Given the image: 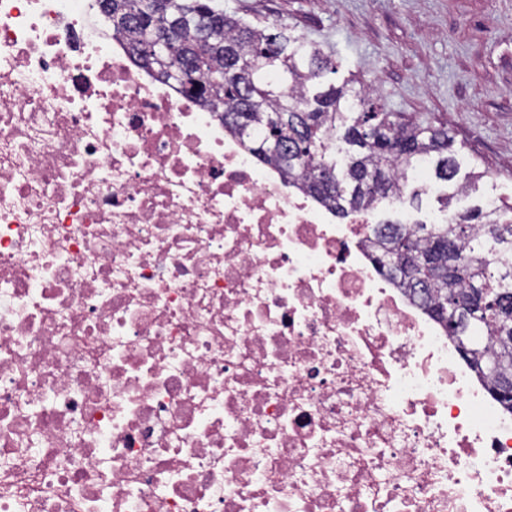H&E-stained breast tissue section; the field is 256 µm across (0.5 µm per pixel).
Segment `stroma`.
I'll list each match as a JSON object with an SVG mask.
<instances>
[{
	"mask_svg": "<svg viewBox=\"0 0 512 512\" xmlns=\"http://www.w3.org/2000/svg\"><path fill=\"white\" fill-rule=\"evenodd\" d=\"M257 22L282 21L335 55L336 81L373 84L386 111L453 130L470 184L457 208L512 205V0H224ZM480 172L469 180L470 171ZM385 201L379 220L432 222L447 194Z\"/></svg>",
	"mask_w": 512,
	"mask_h": 512,
	"instance_id": "stroma-1",
	"label": "stroma"
}]
</instances>
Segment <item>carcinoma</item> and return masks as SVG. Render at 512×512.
I'll list each match as a JSON object with an SVG mask.
<instances>
[{"label": "carcinoma", "mask_w": 512, "mask_h": 512, "mask_svg": "<svg viewBox=\"0 0 512 512\" xmlns=\"http://www.w3.org/2000/svg\"><path fill=\"white\" fill-rule=\"evenodd\" d=\"M112 34L127 39L130 54L158 78L212 111L224 125L257 139L255 153L299 180L341 215L374 199L392 198L418 183L423 171L451 184L460 170L448 126L406 119L374 99L371 84L329 79L337 64L320 44L286 24L260 27L224 11L222 0H100ZM170 56H155V34ZM207 81L196 84L193 75ZM444 198L440 224L376 225L377 261L416 295L456 339L474 324L489 344L466 359L497 390L512 376V310L488 300L512 299V214L476 206L460 211ZM492 257L493 263L487 262Z\"/></svg>", "instance_id": "carcinoma-1"}]
</instances>
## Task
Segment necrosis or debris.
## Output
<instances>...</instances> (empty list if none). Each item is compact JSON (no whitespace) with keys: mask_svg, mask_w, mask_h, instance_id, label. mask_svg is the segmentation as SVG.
Wrapping results in <instances>:
<instances>
[{"mask_svg":"<svg viewBox=\"0 0 512 512\" xmlns=\"http://www.w3.org/2000/svg\"><path fill=\"white\" fill-rule=\"evenodd\" d=\"M0 0V512H512V411L340 215Z\"/></svg>","mask_w":512,"mask_h":512,"instance_id":"4bbe7bcc","label":"necrosis or debris"}]
</instances>
